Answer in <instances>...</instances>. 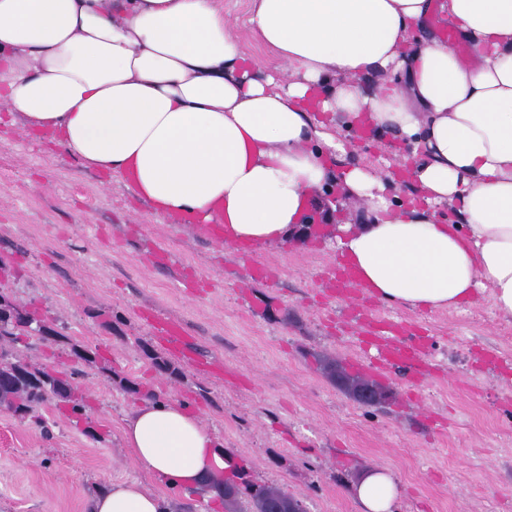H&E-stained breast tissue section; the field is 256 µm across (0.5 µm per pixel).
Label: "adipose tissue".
Returning <instances> with one entry per match:
<instances>
[{"label":"adipose tissue","instance_id":"ef3b65f1","mask_svg":"<svg viewBox=\"0 0 512 512\" xmlns=\"http://www.w3.org/2000/svg\"><path fill=\"white\" fill-rule=\"evenodd\" d=\"M247 22L269 58L246 55L218 0H0V108L234 249L291 243L339 183L365 220L337 225L336 247L373 299L434 310L485 293L511 320L512 0H251ZM350 131L409 146L400 174L420 203L351 160ZM122 438L185 490L242 464L183 401L137 400ZM351 493L394 512L399 486L372 467ZM165 510L135 481L91 500Z\"/></svg>","mask_w":512,"mask_h":512}]
</instances>
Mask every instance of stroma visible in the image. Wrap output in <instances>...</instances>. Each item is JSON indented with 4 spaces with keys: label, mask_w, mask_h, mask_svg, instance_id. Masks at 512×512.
<instances>
[{
    "label": "stroma",
    "mask_w": 512,
    "mask_h": 512,
    "mask_svg": "<svg viewBox=\"0 0 512 512\" xmlns=\"http://www.w3.org/2000/svg\"><path fill=\"white\" fill-rule=\"evenodd\" d=\"M222 4L245 52L267 58L246 23L250 0ZM322 200L332 219L316 233L243 255L0 116V258L19 271L0 273V288L57 318L66 337L16 352L64 375L72 346L95 354L77 380L85 415L54 398L26 419L0 408V512H89L119 481L211 512L124 448L129 379L193 403L254 481L287 487L306 512H357L348 485L370 466L398 475L397 512H512V323L482 298L431 311L336 295L331 228L361 214L338 192ZM156 315L181 326L188 353L163 343ZM395 323L419 346L417 367L379 359ZM154 353L179 380L154 369ZM319 354L382 384L387 399L360 404Z\"/></svg>",
    "instance_id": "1"
}]
</instances>
